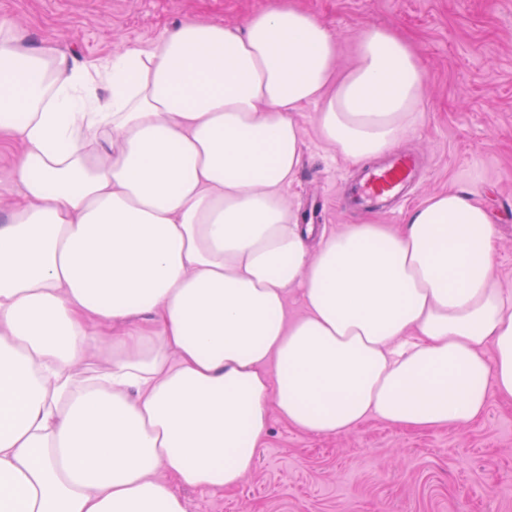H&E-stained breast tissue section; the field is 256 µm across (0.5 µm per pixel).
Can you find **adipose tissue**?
Wrapping results in <instances>:
<instances>
[{"label": "adipose tissue", "mask_w": 512, "mask_h": 512, "mask_svg": "<svg viewBox=\"0 0 512 512\" xmlns=\"http://www.w3.org/2000/svg\"><path fill=\"white\" fill-rule=\"evenodd\" d=\"M337 55L293 0L86 67L0 18V135L20 145L0 222V512H188L184 490L253 469L270 414L317 435L436 429L512 399V290L480 198L321 236L287 207L296 112L317 106L325 142L364 160L424 102L395 30H362L345 71Z\"/></svg>", "instance_id": "adipose-tissue-1"}]
</instances>
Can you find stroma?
<instances>
[{
  "mask_svg": "<svg viewBox=\"0 0 512 512\" xmlns=\"http://www.w3.org/2000/svg\"><path fill=\"white\" fill-rule=\"evenodd\" d=\"M272 0H0L25 42H56L79 66L150 46L187 19L240 27ZM339 37L352 62L360 31L397 29L417 49L426 95L415 130L397 148L416 168L395 213L354 203L352 162L322 139L317 110L296 119L302 154L286 199L330 231L369 217L399 225L428 195L476 194L497 231L496 272L512 289V0H295ZM188 512H512V402L491 396L477 421L409 430L373 420L336 436L270 418L254 468L223 494L185 491Z\"/></svg>",
  "mask_w": 512,
  "mask_h": 512,
  "instance_id": "obj_1",
  "label": "stroma"
}]
</instances>
